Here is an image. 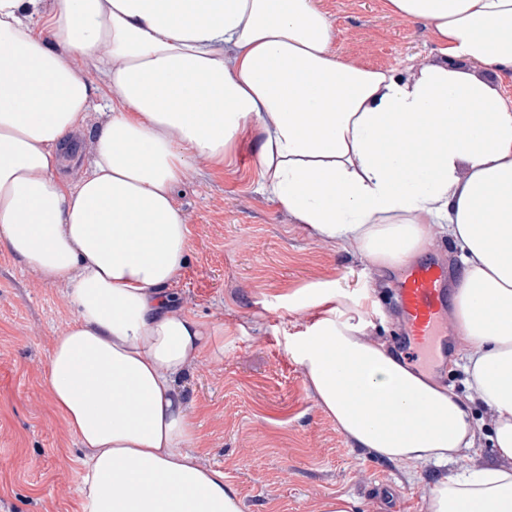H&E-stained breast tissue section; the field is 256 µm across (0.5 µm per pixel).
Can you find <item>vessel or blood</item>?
Segmentation results:
<instances>
[{
    "instance_id": "b4317fda",
    "label": "vessel or blood",
    "mask_w": 512,
    "mask_h": 512,
    "mask_svg": "<svg viewBox=\"0 0 512 512\" xmlns=\"http://www.w3.org/2000/svg\"><path fill=\"white\" fill-rule=\"evenodd\" d=\"M448 267L437 259L409 265L396 290L400 344L428 370H437L448 347L460 344L448 323Z\"/></svg>"
}]
</instances>
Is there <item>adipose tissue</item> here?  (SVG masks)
<instances>
[{
	"label": "adipose tissue",
	"instance_id": "obj_1",
	"mask_svg": "<svg viewBox=\"0 0 512 512\" xmlns=\"http://www.w3.org/2000/svg\"><path fill=\"white\" fill-rule=\"evenodd\" d=\"M427 23L437 58L407 75L336 59L315 0H0V243L73 312L56 336L53 406L84 450L82 512H242L195 451L179 380L223 326L175 299L190 252L175 199L199 160L252 145L257 190L313 237L393 268L442 229L461 251L454 315L491 418L369 338L374 301L323 308L294 353L351 447L410 469L469 464L429 512H512V0H385ZM111 95L90 171L62 177L95 89ZM494 458L481 462L483 446ZM72 65L75 66V70L79 76L91 82L95 87L98 88L97 98L98 102L104 104L111 98V94L104 86L99 73L93 65L91 57L86 55H76L72 59Z\"/></svg>",
	"mask_w": 512,
	"mask_h": 512
}]
</instances>
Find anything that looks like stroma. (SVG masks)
Instances as JSON below:
<instances>
[{"instance_id":"stroma-1","label":"stroma","mask_w":512,"mask_h":512,"mask_svg":"<svg viewBox=\"0 0 512 512\" xmlns=\"http://www.w3.org/2000/svg\"><path fill=\"white\" fill-rule=\"evenodd\" d=\"M317 3L342 62L405 75L436 54L427 24L388 13L382 0ZM257 182L244 143L223 169L195 163L176 190L191 243L177 290L196 318L224 325L223 356L204 355L180 381L197 452L223 469L243 512H322L339 494L354 512H429L437 467L412 471L349 447L293 356L321 315L304 306L318 288L378 300L366 333L395 342L394 270L313 238ZM71 318L62 292L0 246V512H81L83 450L46 378L54 338Z\"/></svg>"}]
</instances>
